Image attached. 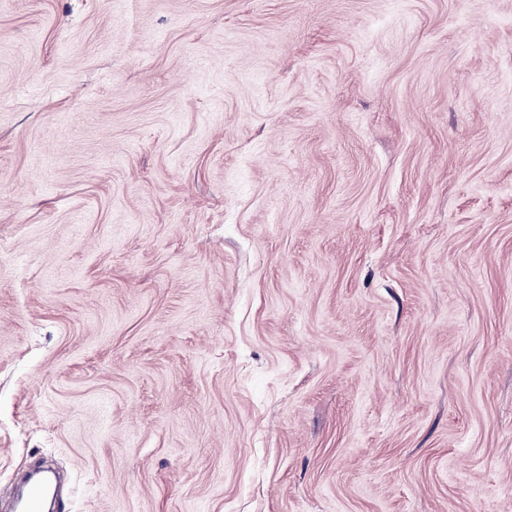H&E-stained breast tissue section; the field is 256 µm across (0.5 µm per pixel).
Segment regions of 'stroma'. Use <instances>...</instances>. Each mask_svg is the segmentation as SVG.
Returning <instances> with one entry per match:
<instances>
[{
  "instance_id": "35a3bbf8",
  "label": "stroma",
  "mask_w": 512,
  "mask_h": 512,
  "mask_svg": "<svg viewBox=\"0 0 512 512\" xmlns=\"http://www.w3.org/2000/svg\"><path fill=\"white\" fill-rule=\"evenodd\" d=\"M512 512V0H0V491Z\"/></svg>"
}]
</instances>
